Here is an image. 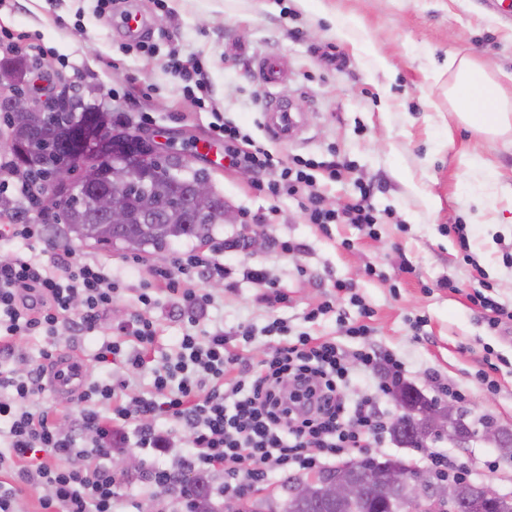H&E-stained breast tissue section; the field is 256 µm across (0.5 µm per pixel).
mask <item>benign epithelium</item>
<instances>
[{"label":"benign epithelium","mask_w":512,"mask_h":512,"mask_svg":"<svg viewBox=\"0 0 512 512\" xmlns=\"http://www.w3.org/2000/svg\"><path fill=\"white\" fill-rule=\"evenodd\" d=\"M0 101L6 103L12 118L22 117L20 134L11 136L9 150L17 140L33 144L46 142L60 145V156L52 159L55 185L39 197L34 214L36 223L53 224L59 204L68 197L92 194L93 213L99 220L98 233L109 237L118 224H143L159 219L169 223L184 222V213L204 214L224 205L209 177H197L191 184L187 200L162 205L155 200L148 175L154 167L166 169V179L180 181L191 172V159L160 152L150 135L130 137L112 128V118L99 106L87 105L64 87L48 96L20 89L14 77L0 74ZM409 416L410 432L425 430L433 420L448 421V439L464 446L472 436L465 413L450 405L441 409L425 404H401ZM482 439L501 450L512 463V439L508 432L489 427ZM347 462L325 477L312 476L296 482L291 494L306 498L314 489L338 504L357 503L365 493L382 483L385 490L398 495L399 512H465L462 485L456 481H437L431 474L416 470L404 461H396L382 474L366 471L362 478L348 475ZM476 502L501 499L492 485L481 483L471 496Z\"/></svg>","instance_id":"7a95c632"}]
</instances>
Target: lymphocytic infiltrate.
Returning a JSON list of instances; mask_svg holds the SVG:
<instances>
[{"label": "lymphocytic infiltrate", "mask_w": 512, "mask_h": 512, "mask_svg": "<svg viewBox=\"0 0 512 512\" xmlns=\"http://www.w3.org/2000/svg\"><path fill=\"white\" fill-rule=\"evenodd\" d=\"M213 132L223 139L232 164L273 168L272 154L237 126L221 123ZM313 167L312 161L299 159L283 167L278 180L269 183L270 193L306 197L310 223L374 229L377 218L367 196L339 211L323 207L313 190ZM5 217L0 241L22 240L28 247L0 261V352L14 353L18 340L40 336L48 360L60 333L85 336L99 327L112 310L117 282L106 264L76 258L69 246L46 241L43 225L30 223L27 215L9 211ZM38 243L43 246L39 252L34 249ZM240 246V241L227 240L203 251L177 252L147 274L153 289L172 297L173 312L194 322L210 303L198 292L197 281L229 278L224 254ZM138 301L131 315L138 350L124 352L119 339L103 341L95 350L91 360L100 375L88 385L70 429H59L48 411L35 407L34 396L44 391L40 370L0 376V438L10 450L0 455V472L14 473L13 481L0 479V512H15L22 483L50 488L42 512H117L119 479L105 461L113 444L124 442L130 423L137 447L166 452L169 437L155 424L160 416L181 423L189 437L171 466H153L151 480L157 494L182 501L187 512L194 508L189 475L223 468L225 491L240 498L265 482L271 470L288 478L331 466L348 452L381 445L389 433L392 423L376 409L373 396L349 403L350 367L342 345L305 332L273 348L257 370L232 385L227 376L238 361L232 344L251 342L252 330H218L202 339L184 335L176 355L156 369L150 396L115 403L117 388L104 369L120 356L128 366L141 368L142 349L157 336L152 292H141ZM355 359L362 370L382 369L378 392L387 395L403 387L405 366L392 353L361 350ZM88 456L101 459V466L57 465L61 459Z\"/></svg>", "instance_id": "obj_1"}]
</instances>
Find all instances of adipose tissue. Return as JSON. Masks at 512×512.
<instances>
[{
    "mask_svg": "<svg viewBox=\"0 0 512 512\" xmlns=\"http://www.w3.org/2000/svg\"><path fill=\"white\" fill-rule=\"evenodd\" d=\"M448 100L461 122L484 134L512 129V102L502 97L497 73L488 63L460 58Z\"/></svg>",
    "mask_w": 512,
    "mask_h": 512,
    "instance_id": "ef3b65f1",
    "label": "adipose tissue"
}]
</instances>
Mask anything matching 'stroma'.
<instances>
[{
    "instance_id": "1",
    "label": "stroma",
    "mask_w": 512,
    "mask_h": 512,
    "mask_svg": "<svg viewBox=\"0 0 512 512\" xmlns=\"http://www.w3.org/2000/svg\"><path fill=\"white\" fill-rule=\"evenodd\" d=\"M151 28L142 44L115 30L103 0H0V64L24 58L29 74L69 87L88 104L109 107L121 126L160 136L163 152L191 157L206 169L236 220L215 225L213 238L262 236L261 248L230 251L231 286L204 283L213 302L205 319L191 325L168 314L170 298L157 293L152 315L158 324L145 364L112 366L115 380L128 381V396L148 393L152 370L173 354L185 333L203 335L221 327L252 326L255 339L242 356L264 359L277 342L265 328L273 320L292 332L327 336L354 351L372 344L405 365V381L425 398L437 382L463 389L461 408L470 425L489 419L512 430V329L494 330L467 295L492 283L500 302L512 306V224L480 223L472 194L473 161L500 174L497 209L512 207V131L490 139L458 123L448 104L456 72L454 56L488 61L512 76V0H137ZM197 60L205 85L197 96L183 90L167 66L170 55ZM277 58L286 71L276 86L262 83L257 63ZM290 103L306 121L296 139L271 138L262 124L268 96ZM236 124L273 156L338 160L341 180L319 178L323 201L343 207L362 184L375 187L371 203L380 217L377 236L351 224L320 229L299 201L265 191L268 173L230 164L206 165L195 147L211 139L216 120ZM465 225L476 265L463 262L451 228ZM49 238L76 256L111 264L119 278L115 312L88 336H60L57 351L90 357L105 340L119 336L137 305L147 265L166 252L141 250L142 265L126 263V249L100 248L67 236L63 224ZM295 244L284 253L273 240ZM247 267L266 269L270 284L244 278ZM352 284L373 315L366 339L345 336L335 317L308 322L306 314L326 300L334 280ZM457 289H445V281ZM283 303L261 301L268 289ZM507 359L496 372L501 390L482 389L475 373L486 348ZM471 469L475 482L512 496V465L496 448L475 438L461 448L446 438L429 440ZM137 470L125 473L121 489L141 512H175L156 496L150 480L151 450L132 449ZM496 461L495 469L482 460Z\"/></svg>"
}]
</instances>
